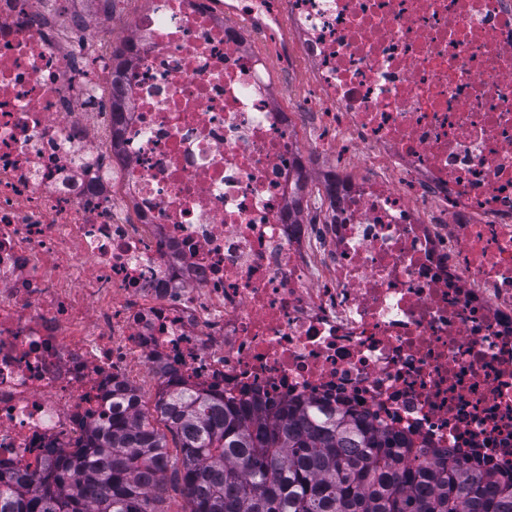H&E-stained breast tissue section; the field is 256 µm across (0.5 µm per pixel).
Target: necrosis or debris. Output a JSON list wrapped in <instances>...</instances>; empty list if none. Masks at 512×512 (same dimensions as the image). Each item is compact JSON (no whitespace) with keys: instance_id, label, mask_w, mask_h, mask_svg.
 I'll list each match as a JSON object with an SVG mask.
<instances>
[{"instance_id":"necrosis-or-debris-1","label":"necrosis or debris","mask_w":512,"mask_h":512,"mask_svg":"<svg viewBox=\"0 0 512 512\" xmlns=\"http://www.w3.org/2000/svg\"><path fill=\"white\" fill-rule=\"evenodd\" d=\"M121 2L0 0V463L176 382L511 477L512 0Z\"/></svg>"}]
</instances>
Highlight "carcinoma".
Masks as SVG:
<instances>
[{
	"label": "carcinoma",
	"instance_id": "1",
	"mask_svg": "<svg viewBox=\"0 0 512 512\" xmlns=\"http://www.w3.org/2000/svg\"><path fill=\"white\" fill-rule=\"evenodd\" d=\"M169 483L182 512H512V478L350 411L285 402L269 415L187 387L151 410L123 389L79 453L0 476V512H173Z\"/></svg>",
	"mask_w": 512,
	"mask_h": 512
}]
</instances>
